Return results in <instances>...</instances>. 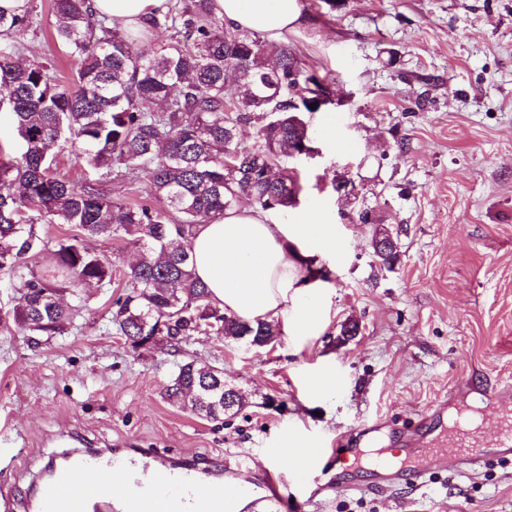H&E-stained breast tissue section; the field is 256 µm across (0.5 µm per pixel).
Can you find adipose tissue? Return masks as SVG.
<instances>
[{"label": "adipose tissue", "instance_id": "ef3b65f1", "mask_svg": "<svg viewBox=\"0 0 512 512\" xmlns=\"http://www.w3.org/2000/svg\"><path fill=\"white\" fill-rule=\"evenodd\" d=\"M168 0H92L96 16L129 28L142 27L166 11ZM213 10L233 29L260 28L278 39L301 17L299 0H212ZM298 243L314 252L336 247V227L318 210L292 224L269 223L261 210L239 205L191 236L196 277L207 287L211 302L246 321L284 322L291 331L312 335L324 313L315 286L301 279L288 249Z\"/></svg>", "mask_w": 512, "mask_h": 512}]
</instances>
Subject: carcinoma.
Returning a JSON list of instances; mask_svg holds the SVG:
<instances>
[{
  "label": "carcinoma",
  "mask_w": 512,
  "mask_h": 512,
  "mask_svg": "<svg viewBox=\"0 0 512 512\" xmlns=\"http://www.w3.org/2000/svg\"><path fill=\"white\" fill-rule=\"evenodd\" d=\"M55 36L74 59L62 83L46 61L13 58L17 39L32 24L30 4L19 13L0 9V107L9 111L20 142L18 156L0 158V273L18 282L12 310L0 324L22 333L31 320L46 343L64 336L90 298L112 284V261L83 238L125 234L138 249L127 268L124 301L108 321L139 348L143 328L170 320V347L199 335L204 316L190 308L207 294L193 270V228L224 214L247 195L264 210L297 205L296 157L311 137L301 115L330 95L332 80L309 73L295 48L252 30L226 31L212 0H174L149 24L172 30V41L150 53L135 48L138 35L93 14L90 0H56ZM235 95L227 96L228 89ZM255 133L258 145L241 149ZM70 149L84 172L102 181L120 170L144 174L159 206L116 201L91 186L58 175L56 156ZM67 224L76 234L56 241L41 235L34 217ZM247 334L273 343L279 326L247 323L221 312L211 335L239 341ZM210 367L177 364L165 389L174 405L212 421L243 406L210 384Z\"/></svg>",
  "instance_id": "carcinoma-1"
}]
</instances>
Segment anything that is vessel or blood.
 <instances>
[{
    "mask_svg": "<svg viewBox=\"0 0 512 512\" xmlns=\"http://www.w3.org/2000/svg\"><path fill=\"white\" fill-rule=\"evenodd\" d=\"M407 443L411 450L397 464L380 454L365 456L362 440L354 441L352 454L365 458L375 478L371 488L383 491L400 481L414 484L452 462L463 469L476 468L488 457L511 464L512 420H504L489 439L456 424L426 440L412 434ZM267 454L288 457L296 472L305 473L324 451L285 434ZM52 477L55 490L37 501L36 512H224L229 500L252 492L249 486L231 488L220 479L201 481L196 469L176 468L133 451L75 452L53 470Z\"/></svg>",
    "mask_w": 512,
    "mask_h": 512,
    "instance_id": "obj_1",
    "label": "vessel or blood"
}]
</instances>
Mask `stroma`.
<instances>
[{"mask_svg": "<svg viewBox=\"0 0 512 512\" xmlns=\"http://www.w3.org/2000/svg\"><path fill=\"white\" fill-rule=\"evenodd\" d=\"M26 59L70 78L74 61L54 37L52 0H31ZM287 40L333 80V104L306 114L317 150L290 159L299 209H318L338 233V253L314 254L325 314L312 336L280 335L264 348L192 337L187 358L222 368L246 403L207 421L169 403L175 370L167 346L132 349L108 322L125 292L136 247L89 238L111 260V286L94 291L66 336L33 348L0 327V501L35 512L31 488L74 451L133 448L173 464L206 462L213 477L238 466L266 512L268 474L284 485L278 512H512V464L449 468L417 487L332 494L314 504L334 462L295 477L261 451L283 432L330 442L363 426L400 456V436L429 406L465 405L492 435L512 414V0H300ZM333 123V135L324 126ZM354 185L343 197L333 189ZM368 222H361V213ZM398 247L378 264L374 232ZM357 325L356 335L343 329ZM333 371L329 394L306 381Z\"/></svg>", "mask_w": 512, "mask_h": 512, "instance_id": "obj_1", "label": "stroma"}]
</instances>
